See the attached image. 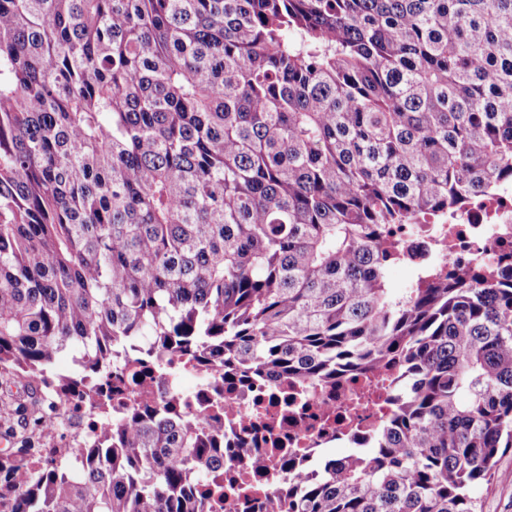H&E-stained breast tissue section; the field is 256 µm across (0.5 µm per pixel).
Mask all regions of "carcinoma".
Masks as SVG:
<instances>
[{"label": "carcinoma", "instance_id": "cac0c4a2", "mask_svg": "<svg viewBox=\"0 0 512 512\" xmlns=\"http://www.w3.org/2000/svg\"><path fill=\"white\" fill-rule=\"evenodd\" d=\"M512 188V0H0V512H217L224 405L154 382L384 378L352 453L267 512H476L512 448V263L422 270L395 224ZM68 352L72 374L55 370ZM83 407L97 432L36 447ZM187 372L195 371L188 366L182 367L174 360L168 375L159 383V392H171L175 397H179L184 415L193 419H202L207 414V410L201 405L199 395L207 392L208 382L199 378V376V382L196 385L197 377L189 374L183 379V389L189 391L195 385L196 387L190 393L184 392L181 388V379Z\"/></svg>", "mask_w": 512, "mask_h": 512}]
</instances>
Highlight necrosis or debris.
Returning a JSON list of instances; mask_svg holds the SVG:
<instances>
[{
  "label": "necrosis or debris",
  "instance_id": "1",
  "mask_svg": "<svg viewBox=\"0 0 512 512\" xmlns=\"http://www.w3.org/2000/svg\"><path fill=\"white\" fill-rule=\"evenodd\" d=\"M398 235L409 266L478 267L512 252V192L503 191L496 202L462 212L449 223L423 224L414 230L404 226ZM185 373V367L173 364L159 390L179 397L187 417L203 418L206 409L199 396L208 384L202 380L193 392H184L181 379ZM365 381V376L356 374L339 377L330 387L304 388L293 395L300 405L296 411L286 404L290 396L286 386L266 378L245 389L225 383L224 400L232 408L236 434L257 436V448L267 461L268 475L273 476L279 472V448L297 444L319 450L343 435L358 439L367 436L378 417L390 411L393 399L380 395L357 416L345 418L344 407Z\"/></svg>",
  "mask_w": 512,
  "mask_h": 512
}]
</instances>
